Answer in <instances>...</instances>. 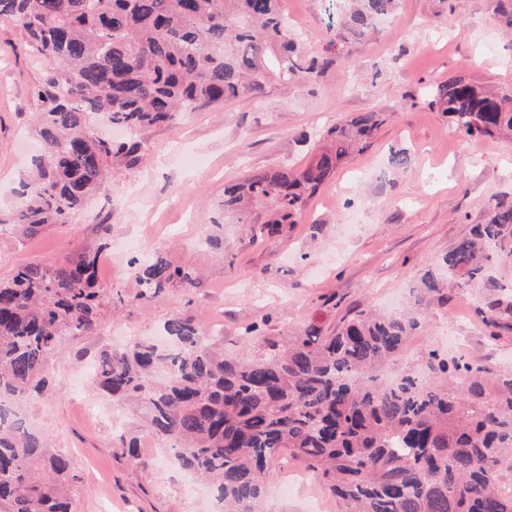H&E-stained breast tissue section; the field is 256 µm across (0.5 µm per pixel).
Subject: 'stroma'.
Instances as JSON below:
<instances>
[{"instance_id":"35a3bbf8","label":"stroma","mask_w":512,"mask_h":512,"mask_svg":"<svg viewBox=\"0 0 512 512\" xmlns=\"http://www.w3.org/2000/svg\"><path fill=\"white\" fill-rule=\"evenodd\" d=\"M282 9L304 53L319 52L328 38L321 0H282ZM500 9V0H401L394 19L352 44L321 77L140 131L144 161L118 170L112 189L93 198L73 224L0 237V278L28 262L99 255L109 314L94 333L62 340L50 359L48 387L25 408L51 451L71 460L74 512L221 508L214 487L172 465L168 441L135 432L128 413L113 427L114 406L92 384L89 367L120 346V330L151 339L179 316L212 327L225 353L251 360L266 341H285L307 319L333 328L356 312L381 308L384 297L406 298L424 270L484 223L491 205L512 203V141L462 139L429 95L455 76L512 91V28ZM43 71L26 53L18 27L1 21L0 210L15 205L39 151L33 90ZM370 111L385 113V124L305 202L294 225L276 235L262 232L273 215L268 203L253 206L244 224L225 212L226 185L269 168L306 166L322 135ZM398 152L406 154V166L392 164ZM211 232L223 236V249L205 244ZM133 238L157 239L171 263L194 265L202 288L139 299L130 255L121 248ZM473 302L449 286L447 302L433 305L409 338L402 368L424 364L448 334L459 338L470 361L512 366V332L488 342ZM256 322L262 335H247ZM133 437L135 461L125 447ZM293 464L286 457L269 469L266 512H308L314 497L325 501V512H340L314 474L293 493L279 494Z\"/></svg>"}]
</instances>
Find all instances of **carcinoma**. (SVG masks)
Masks as SVG:
<instances>
[{
  "label": "carcinoma",
  "instance_id": "cac0c4a2",
  "mask_svg": "<svg viewBox=\"0 0 512 512\" xmlns=\"http://www.w3.org/2000/svg\"><path fill=\"white\" fill-rule=\"evenodd\" d=\"M280 2L0 0V20L18 26L28 53L46 65L36 90L42 147L33 183H21L0 227L28 237L69 224L112 185L116 169L141 160V141L98 136L97 116L137 133L182 112L261 98L274 81L324 72L400 0H327L329 39L310 58ZM432 103L468 137L512 138V93L455 77ZM385 122L383 113L365 112L329 131L330 145L304 168L224 188V210L244 221L247 207L271 203L264 228L280 232ZM97 260L81 253L30 262L0 280V400L31 402L61 340L96 330L108 304ZM131 265L139 298L202 287L193 267L159 253ZM440 266L459 292L479 298L475 313L490 340L512 331V287L491 272L512 268V205L490 207ZM447 299L442 276L427 270L405 310L360 311L333 331L310 321L247 361L200 345L201 330L174 316L163 326L171 344L104 351L96 381L112 401L142 407L144 429L173 443L176 467L214 483L224 512H261L265 472L285 452L322 479L342 512H512V494L501 491L502 471L512 468V370L433 351L425 382L415 371L379 381L429 308ZM70 480V459L0 410V512H71Z\"/></svg>",
  "mask_w": 512,
  "mask_h": 512
}]
</instances>
